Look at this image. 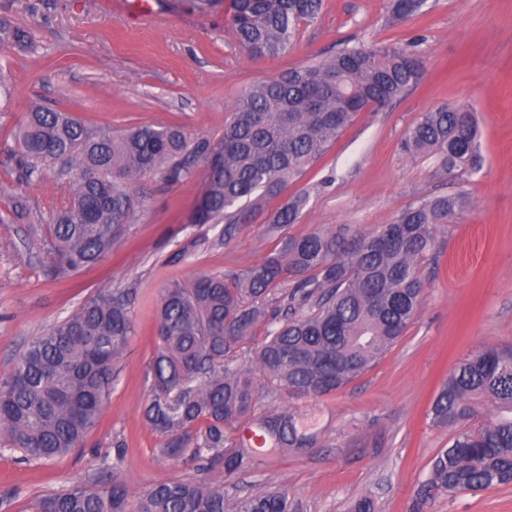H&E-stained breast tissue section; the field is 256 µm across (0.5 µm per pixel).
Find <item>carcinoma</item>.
<instances>
[{"label": "carcinoma", "instance_id": "cac0c4a2", "mask_svg": "<svg viewBox=\"0 0 512 512\" xmlns=\"http://www.w3.org/2000/svg\"><path fill=\"white\" fill-rule=\"evenodd\" d=\"M321 0H232L238 43L252 57L290 52ZM390 22L425 14L429 0H388ZM0 42L33 44L27 29L0 23ZM414 45L359 43L253 84L239 94L218 139L188 137L174 126H142L114 134L32 105L19 126L20 178L40 183L57 166L64 200L33 207L10 200L12 217L46 225V272L57 277L107 258L130 230L132 184L157 174L167 184L195 177L203 186L192 224H224V239L250 221L265 199L295 181L372 105L387 106L423 76ZM404 149L432 155L450 171L479 166L472 108L450 102L429 109L407 129ZM308 202L289 197L267 218L279 248L264 260L222 275L178 280L158 309V344L150 364L144 417L164 441V457L214 459L224 425L249 418L257 392L320 397L335 392L381 358L417 315L425 291L423 264L435 250L439 226L469 208L458 193L424 197L391 224L350 242L334 232L287 234ZM289 285L282 297L275 290ZM132 288H114L84 301L34 337L11 372L0 378L1 448L33 461L79 448L96 425L117 365L133 331ZM267 326L255 367L239 362L241 345ZM492 409L478 419L477 405ZM432 424L452 431L434 457L418 498L476 492L512 483V350L485 348L460 359L435 397ZM264 439L304 448L295 416L271 409L257 419ZM224 468L245 466V445L219 455ZM122 483L104 489L75 485L34 500L30 512H129ZM135 512H289L288 492L248 496L228 508L224 487L196 480L154 486Z\"/></svg>", "mask_w": 512, "mask_h": 512}]
</instances>
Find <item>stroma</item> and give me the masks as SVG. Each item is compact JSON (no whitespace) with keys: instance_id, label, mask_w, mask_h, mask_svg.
Returning <instances> with one entry per match:
<instances>
[{"instance_id":"stroma-1","label":"stroma","mask_w":512,"mask_h":512,"mask_svg":"<svg viewBox=\"0 0 512 512\" xmlns=\"http://www.w3.org/2000/svg\"><path fill=\"white\" fill-rule=\"evenodd\" d=\"M231 0H154V14L125 0H0V19L31 29L32 49L0 45V212L12 195L43 205L61 193L55 173L19 181L9 153L30 103L112 131L178 125L191 137L222 134L239 93L310 60L362 41H418L421 82L388 106L360 113L303 176L269 199L252 222L223 239L219 224L189 223L201 177L175 185L143 177L130 231L103 262L47 275L41 226L0 223V376L27 342L100 291L133 288V333L99 421L83 448L47 461L0 451V512H27L34 498L92 485L107 469L130 502L173 480L220 484L229 501L276 487L301 512H350L365 496L376 512H512V485L441 496L416 505L418 485L447 447L448 430L426 413L458 359L487 346L512 348V0H436L419 17L386 22V0H323L282 58L249 56L232 34ZM472 106L481 167L448 171L433 157L406 154L407 128L448 102ZM309 200L288 233L336 230L346 237L392 223L428 195L460 192L471 206L437 235L425 296L405 334L337 392L295 399L259 394L255 415L279 407L300 418L309 447L267 446L229 473L159 455L162 436L142 419L157 345V307L171 280L254 264L278 247L266 215L300 190Z\"/></svg>"}]
</instances>
